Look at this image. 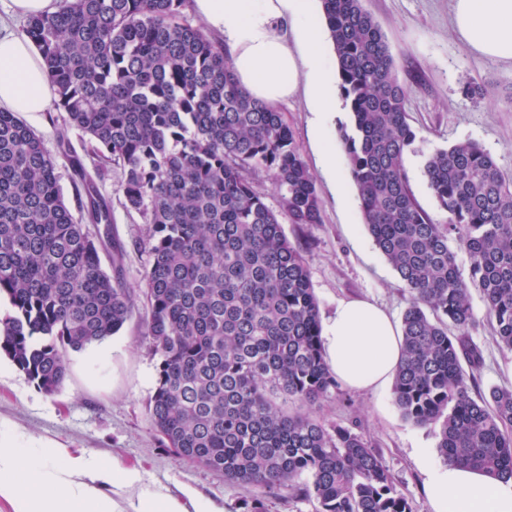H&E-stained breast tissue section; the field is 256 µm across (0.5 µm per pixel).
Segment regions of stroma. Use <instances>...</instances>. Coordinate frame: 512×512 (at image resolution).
Listing matches in <instances>:
<instances>
[{
  "label": "stroma",
  "instance_id": "1",
  "mask_svg": "<svg viewBox=\"0 0 512 512\" xmlns=\"http://www.w3.org/2000/svg\"><path fill=\"white\" fill-rule=\"evenodd\" d=\"M365 6L382 28L408 90V122L417 134L404 156L411 190L434 223L447 224L424 176L425 160L435 150L474 141L512 177V62L480 54L461 41L452 25L454 0H365ZM470 85L480 87V95H466ZM277 109L300 145L321 202L320 223L284 226L289 241L306 259L321 319L332 316L339 301L360 298L401 320L409 294L366 229L339 139L348 111L331 114L322 145L314 136L315 115L304 93L279 103ZM325 147L336 158L335 170L322 163ZM117 183V174H110L99 190L112 202L109 237L122 249L123 277L137 290L144 286L149 264L144 247L148 227L137 212L123 207ZM470 303L476 317L470 336L483 356L475 390L512 386V351L496 343L478 290H471ZM147 315L144 301H137L117 334L69 352L68 375L52 395L1 356L0 427L22 445L52 443L74 455L118 460L139 469L145 487L177 499L190 492L210 500L217 512H249L253 490L225 484L222 476L180 462L161 446L148 411L160 357L144 337ZM315 414L328 425H355L383 454L417 512H428L424 476L413 451L435 448V428L405 420L388 389L338 387Z\"/></svg>",
  "mask_w": 512,
  "mask_h": 512
}]
</instances>
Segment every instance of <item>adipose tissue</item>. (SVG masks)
<instances>
[{
  "label": "adipose tissue",
  "mask_w": 512,
  "mask_h": 512,
  "mask_svg": "<svg viewBox=\"0 0 512 512\" xmlns=\"http://www.w3.org/2000/svg\"><path fill=\"white\" fill-rule=\"evenodd\" d=\"M195 12L223 35L239 84L255 99L275 104L306 84L316 112L328 110L330 82L322 41L312 21L313 0H193ZM454 29L472 49L512 61V0H454ZM50 84L41 56L26 37L0 20V110L46 111ZM327 364L343 385L383 390L402 358L399 328L375 304L341 301L322 331ZM429 512H512V478L456 465H436L419 450ZM134 488L129 512H214L197 496L188 502L145 489L138 469L73 456L53 445L22 448L0 433V498L13 512H117L99 488Z\"/></svg>",
  "instance_id": "1"
}]
</instances>
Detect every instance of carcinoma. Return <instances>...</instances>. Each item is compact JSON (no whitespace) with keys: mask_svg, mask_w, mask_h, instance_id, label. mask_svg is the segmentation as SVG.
I'll return each mask as SVG.
<instances>
[{"mask_svg":"<svg viewBox=\"0 0 512 512\" xmlns=\"http://www.w3.org/2000/svg\"><path fill=\"white\" fill-rule=\"evenodd\" d=\"M187 0H57L27 19L54 90L58 154L0 112V355L53 394L67 351L120 331L134 303L121 273L100 265L111 222L95 188L111 165L124 205L150 225L145 339L160 354L152 424L179 461L257 490L250 512L283 490L316 512H416L382 454L354 428L313 409L338 381L323 353L319 307L291 224L321 222L292 130L242 88L224 46L183 20ZM350 113L341 129L349 174L376 248L410 294L394 405L438 431L437 453L512 476V388L472 395L482 364L469 330L477 289L498 343L512 350V178L473 142L431 153L424 174L448 225L415 202L404 155L416 139L385 35L364 0H320ZM88 137V172L68 132ZM78 181L66 204L58 158ZM277 194L270 208L259 188ZM469 256L468 277L449 235ZM458 334H448V326ZM307 411L285 410L278 400Z\"/></svg>","mask_w":512,"mask_h":512,"instance_id":"obj_1","label":"carcinoma"}]
</instances>
